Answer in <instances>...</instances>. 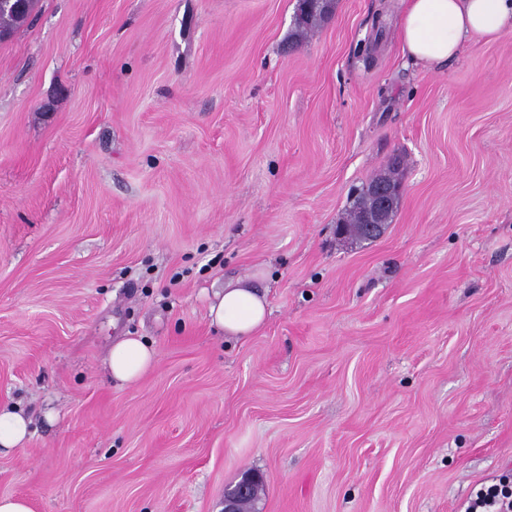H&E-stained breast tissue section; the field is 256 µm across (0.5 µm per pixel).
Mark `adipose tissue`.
<instances>
[{
  "label": "adipose tissue",
  "mask_w": 512,
  "mask_h": 512,
  "mask_svg": "<svg viewBox=\"0 0 512 512\" xmlns=\"http://www.w3.org/2000/svg\"><path fill=\"white\" fill-rule=\"evenodd\" d=\"M399 40L404 56L432 69L455 58L464 40L475 35L497 36L512 31V0H403ZM212 323L226 335L242 337L261 327L267 303L257 285L225 288L209 310ZM156 362L155 350L143 341H116L108 369L123 384L136 383Z\"/></svg>",
  "instance_id": "1"
}]
</instances>
